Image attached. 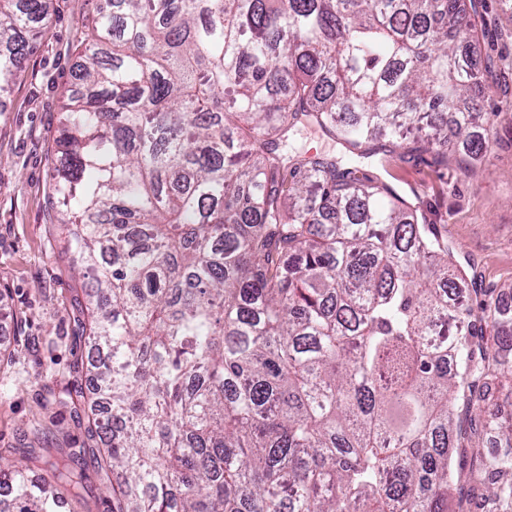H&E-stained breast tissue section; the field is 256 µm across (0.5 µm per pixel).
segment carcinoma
Masks as SVG:
<instances>
[{"label":"carcinoma","instance_id":"1","mask_svg":"<svg viewBox=\"0 0 512 512\" xmlns=\"http://www.w3.org/2000/svg\"><path fill=\"white\" fill-rule=\"evenodd\" d=\"M484 0H99L49 197L92 280L87 410L112 512H448L450 448L512 512V298L358 159L475 171ZM48 0H0V98ZM316 125L339 158L289 149ZM456 143L448 147V127ZM494 438L482 450L474 438ZM53 478L75 487L65 448ZM5 512L61 496L0 464Z\"/></svg>","mask_w":512,"mask_h":512}]
</instances>
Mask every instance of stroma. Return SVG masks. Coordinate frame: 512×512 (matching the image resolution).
Returning a JSON list of instances; mask_svg holds the SVG:
<instances>
[{
	"mask_svg": "<svg viewBox=\"0 0 512 512\" xmlns=\"http://www.w3.org/2000/svg\"><path fill=\"white\" fill-rule=\"evenodd\" d=\"M97 6L98 0H51L21 76L0 101V344L12 354L0 365V460L23 464L28 448L83 452L75 512H110L112 496L85 452L84 413L66 394L88 366L87 290L52 222L48 174L61 100L79 82L75 49ZM485 20L487 52L511 59L512 13L486 0ZM477 97L493 135L478 173L453 164L438 169L430 155L398 151L379 153L364 168L447 228L458 263L491 288L512 280V72Z\"/></svg>",
	"mask_w": 512,
	"mask_h": 512,
	"instance_id": "1",
	"label": "stroma"
}]
</instances>
